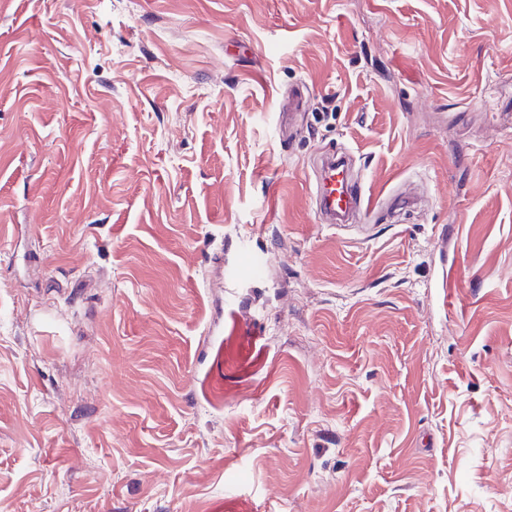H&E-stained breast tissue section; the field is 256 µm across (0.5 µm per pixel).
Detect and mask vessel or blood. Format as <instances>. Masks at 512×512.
Returning a JSON list of instances; mask_svg holds the SVG:
<instances>
[{
    "label": "vessel or blood",
    "instance_id": "obj_1",
    "mask_svg": "<svg viewBox=\"0 0 512 512\" xmlns=\"http://www.w3.org/2000/svg\"><path fill=\"white\" fill-rule=\"evenodd\" d=\"M317 204L324 215L333 219L339 215L372 210L375 201L353 176L349 165L338 166L327 160L319 171Z\"/></svg>",
    "mask_w": 512,
    "mask_h": 512
}]
</instances>
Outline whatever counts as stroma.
I'll use <instances>...</instances> for the list:
<instances>
[{
	"label": "stroma",
	"mask_w": 512,
	"mask_h": 512,
	"mask_svg": "<svg viewBox=\"0 0 512 512\" xmlns=\"http://www.w3.org/2000/svg\"><path fill=\"white\" fill-rule=\"evenodd\" d=\"M0 512H512V0H0ZM335 156L337 152L330 150L319 171V210L330 220H335L338 215L346 216L360 210H372L375 199L370 192L367 194L362 184L353 176L347 156L342 154L337 160L344 162L342 167H336Z\"/></svg>",
	"instance_id": "1"
}]
</instances>
